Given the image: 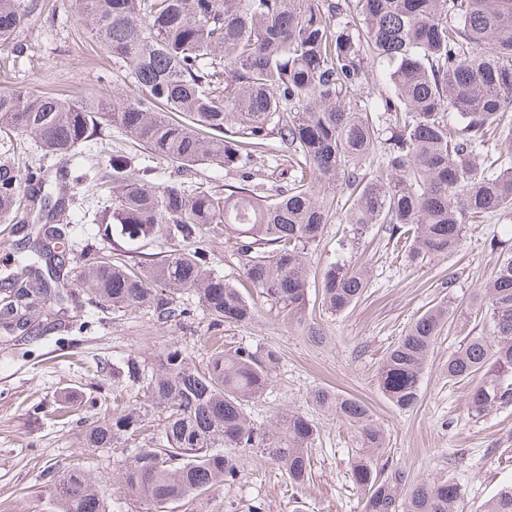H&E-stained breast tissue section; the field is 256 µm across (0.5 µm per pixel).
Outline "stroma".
Segmentation results:
<instances>
[{"instance_id":"obj_1","label":"stroma","mask_w":512,"mask_h":512,"mask_svg":"<svg viewBox=\"0 0 512 512\" xmlns=\"http://www.w3.org/2000/svg\"><path fill=\"white\" fill-rule=\"evenodd\" d=\"M35 20L22 39V55L0 46V89L35 90L47 95L88 97L110 90L134 94V86L112 61L111 53L91 37L79 17L76 0H36ZM128 156L135 168L164 174L166 163L115 131L89 141L84 158L108 167L113 156ZM105 198L85 192L81 208L60 217L70 225L64 258L74 270L82 251L102 244L93 218ZM343 198H335L332 219L319 247L309 256L311 284H318L327 263L337 259L346 233ZM512 235V218H493L471 225L457 249L445 258L416 263L399 255L383 235H368L350 251L352 261L370 269L369 287L346 312L318 314L324 331L313 341L305 330L277 312L261 309L247 325L223 327L225 347L262 342L279 350L282 360L265 400L252 416L266 422L288 410L308 415L318 428L309 482L296 489L280 470L255 451L238 455V482L218 488L207 499H186L167 512H248L257 504L262 512H363L364 500L350 478L357 446L354 430L319 410L310 400L313 390L329 388L362 399L387 435L380 463L404 468L410 481L445 477L463 485L459 512H483L486 503L512 485V406L493 410L479 419L468 413L470 386L451 383L444 373L448 357L464 338L455 324H447L423 374L421 397L410 410L392 406L378 390L380 362L417 314L447 296L466 304L487 280L497 255L486 244L492 236ZM213 267L238 287H245L243 268L224 242L223 231L203 235ZM460 279L454 291L442 288L449 269ZM84 322L80 332L44 330L36 318L37 337L0 334V512H52L46 492L50 473L78 464L100 484L108 512H147L117 478L121 451L89 450L77 439L82 422L95 419L111 397L112 365L124 357L153 361L171 346H182L194 361L206 353L208 322L196 319L193 330L159 323L145 308L115 312L89 304L69 308ZM70 395V412L53 411L63 395Z\"/></svg>"}]
</instances>
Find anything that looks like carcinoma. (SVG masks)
<instances>
[{
  "label": "carcinoma",
  "instance_id": "1",
  "mask_svg": "<svg viewBox=\"0 0 512 512\" xmlns=\"http://www.w3.org/2000/svg\"><path fill=\"white\" fill-rule=\"evenodd\" d=\"M35 9L33 0H0L1 45L21 51L19 36ZM79 10L136 92L72 99L0 90V132L30 135L45 158L68 162L113 129L170 171L162 181L117 155L106 170L78 162L54 185L44 164H1L0 218L19 217L25 197L30 207L51 210L33 256L13 274L22 287L0 290L6 333L30 321V296L60 282L62 233L52 221L83 189L112 200L94 216L108 237L139 249L169 244L162 258L133 264L112 260L110 246L98 249L75 283L95 303L145 307L157 321L183 326L190 310L177 295L185 292L213 328L251 323L254 300L211 268L206 250L181 247L200 227L221 224L258 297L312 337L320 330L309 320L307 258L331 218L324 192H347L350 242L377 225L405 240L413 261L446 256L468 225L512 214V0H79ZM354 14L363 18L360 30ZM373 59L385 63L389 93L361 102L353 92L368 81ZM371 110L390 113L393 126L381 132ZM272 142L289 154L291 170L290 183L270 194L256 183L218 195L184 179L199 165L250 166ZM373 154L383 171L369 175L351 165ZM490 247L498 258L483 290L456 304L458 271L448 270V299L416 316L386 352L377 385L394 407L417 405L448 319L465 328L476 317L489 333L469 332L445 373L473 383L468 411L475 418L512 405V247L496 240ZM367 286L362 267L332 261L321 272V307L340 314ZM279 363V352L260 343L214 345L201 367L182 347L164 350L150 367L128 357L112 365V379L124 382L131 400L84 424L80 442L116 448L157 423V438L123 449L118 469L129 493L153 512L234 485L243 450L303 485L313 422L298 411L263 426L251 418ZM312 401L357 433L351 481L364 494V512H458L460 484L444 477L411 484L403 469L377 467L386 438L363 401L327 388ZM49 495L56 512H106L99 486L77 465L57 472ZM485 512H512V487Z\"/></svg>",
  "mask_w": 512,
  "mask_h": 512
}]
</instances>
